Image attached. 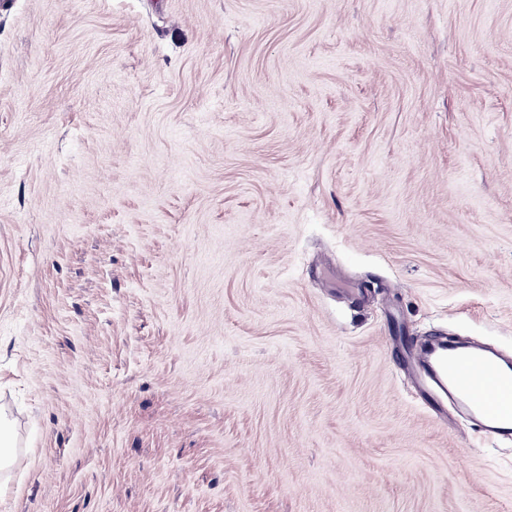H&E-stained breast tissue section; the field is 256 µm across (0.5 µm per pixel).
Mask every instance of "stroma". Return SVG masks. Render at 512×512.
Instances as JSON below:
<instances>
[{"label":"stroma","mask_w":512,"mask_h":512,"mask_svg":"<svg viewBox=\"0 0 512 512\" xmlns=\"http://www.w3.org/2000/svg\"><path fill=\"white\" fill-rule=\"evenodd\" d=\"M427 336L512 358V0H0V512H512ZM13 437L9 425L0 417V472L7 470L14 461Z\"/></svg>","instance_id":"stroma-1"}]
</instances>
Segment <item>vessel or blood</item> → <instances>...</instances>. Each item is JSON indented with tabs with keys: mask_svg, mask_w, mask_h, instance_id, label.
<instances>
[{
	"mask_svg": "<svg viewBox=\"0 0 512 512\" xmlns=\"http://www.w3.org/2000/svg\"><path fill=\"white\" fill-rule=\"evenodd\" d=\"M427 381L492 435L512 433V366L475 348L431 343L417 355Z\"/></svg>",
	"mask_w": 512,
	"mask_h": 512,
	"instance_id": "vessel-or-blood-1",
	"label": "vessel or blood"
}]
</instances>
